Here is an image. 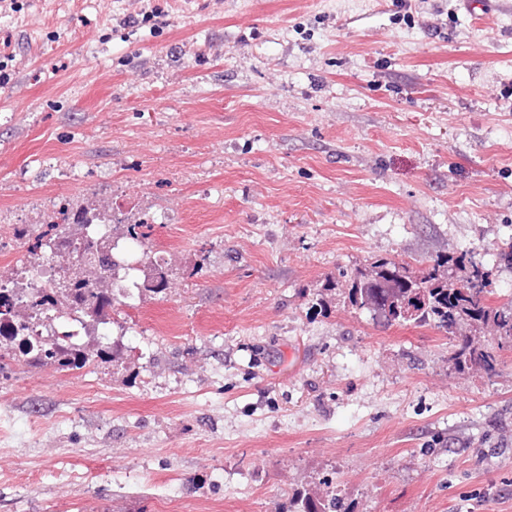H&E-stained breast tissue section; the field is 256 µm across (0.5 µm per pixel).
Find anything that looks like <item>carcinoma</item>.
<instances>
[{
	"mask_svg": "<svg viewBox=\"0 0 512 512\" xmlns=\"http://www.w3.org/2000/svg\"><path fill=\"white\" fill-rule=\"evenodd\" d=\"M61 223L72 225L75 230L60 231ZM47 227L48 230L38 238L36 248L30 252L37 248L48 251L55 246L67 255V260L60 265V276L53 282L57 299L51 300V305L43 309V319L54 321L60 309L74 307L81 309L92 322L111 323L112 307L119 298L116 291L108 288V280L116 278L118 266L114 263L104 268L84 260L91 236V222L65 214L59 222L49 221ZM456 264L467 270L459 284L442 275L444 262L439 260L421 277L414 276L407 263L376 261L358 271L352 279L349 302L387 325L432 322L446 334L453 335L458 326L478 322L491 326L496 335L511 340L512 303L496 310L487 308L483 303L491 285V271L483 264L465 263L463 256L456 259ZM23 355L28 357L26 364L36 369L48 365L80 369L90 362L88 354L77 362L68 360L66 349L55 343L43 344L32 352L26 350ZM454 359L461 366L483 369L489 377L497 370V360L492 352L467 337L460 338L455 345ZM294 504L298 506L296 512H338L339 508L336 497H318L310 493L295 496Z\"/></svg>",
	"mask_w": 512,
	"mask_h": 512,
	"instance_id": "carcinoma-1",
	"label": "carcinoma"
}]
</instances>
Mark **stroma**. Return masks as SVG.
I'll list each match as a JSON object with an SVG mask.
<instances>
[{"instance_id":"1","label":"stroma","mask_w":512,"mask_h":512,"mask_svg":"<svg viewBox=\"0 0 512 512\" xmlns=\"http://www.w3.org/2000/svg\"><path fill=\"white\" fill-rule=\"evenodd\" d=\"M103 198L169 287L0 373V512H512V342L346 297L466 251L512 302V0H0V219ZM454 359L461 366L480 367L488 377L493 376L497 370V360L492 352L467 337L460 338L455 345ZM23 356L28 357L26 364L32 368L41 369L48 365H56L60 369H80L91 360V355L85 353L82 360L72 362L67 359L68 353L65 348L58 346L56 343L43 344L40 348L33 352L26 350ZM297 505L295 512H338L339 504L336 495L328 497H317L314 494L297 495L293 500Z\"/></svg>"}]
</instances>
